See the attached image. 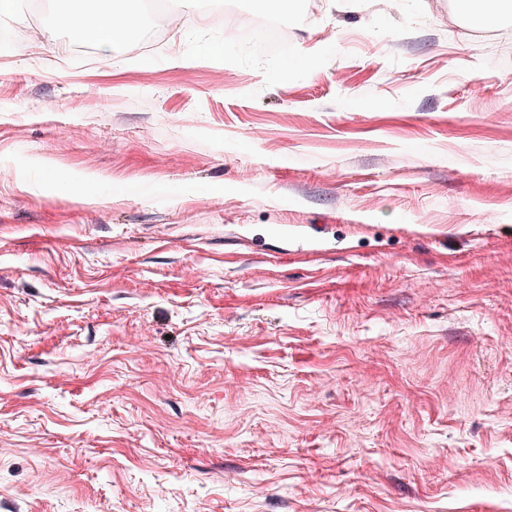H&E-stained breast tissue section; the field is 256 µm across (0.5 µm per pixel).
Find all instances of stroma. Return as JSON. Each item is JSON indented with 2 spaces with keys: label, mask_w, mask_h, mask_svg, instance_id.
<instances>
[{
  "label": "stroma",
  "mask_w": 512,
  "mask_h": 512,
  "mask_svg": "<svg viewBox=\"0 0 512 512\" xmlns=\"http://www.w3.org/2000/svg\"><path fill=\"white\" fill-rule=\"evenodd\" d=\"M311 2L272 87L0 17V512H512V19Z\"/></svg>",
  "instance_id": "stroma-1"
}]
</instances>
